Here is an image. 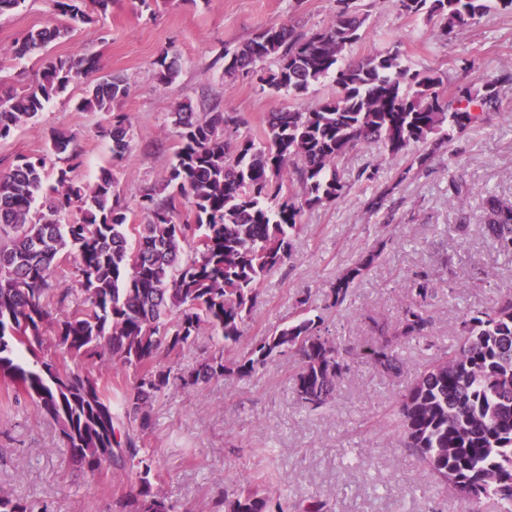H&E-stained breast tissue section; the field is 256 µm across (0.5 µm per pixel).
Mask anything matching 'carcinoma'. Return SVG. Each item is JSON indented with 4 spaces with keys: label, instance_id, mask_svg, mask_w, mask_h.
Here are the masks:
<instances>
[{
    "label": "carcinoma",
    "instance_id": "obj_1",
    "mask_svg": "<svg viewBox=\"0 0 512 512\" xmlns=\"http://www.w3.org/2000/svg\"><path fill=\"white\" fill-rule=\"evenodd\" d=\"M114 0H55L56 12L76 23L104 14ZM396 11L432 24L440 42L456 39L492 11L512 14V0H395ZM370 11L359 0H336L327 25L298 32L271 24L234 49L224 50V77L247 75L268 59L262 85L295 98L329 80L331 97L272 112L260 136L240 132L233 112L200 114L190 104L172 113L179 145L165 178L144 189L131 223L112 171L91 184L71 173L80 165L71 139L55 133L41 155H20L0 171V376L59 426L75 462L94 473L129 468L136 491L116 501V512H174L158 485L154 459L138 443L150 429L157 396L175 386L196 388L211 380L250 377L277 357L298 356L292 397L303 407L328 405L350 371L354 350L328 336L324 318L302 309L287 325L261 338L237 359L217 352L188 370L160 367L162 352L177 356L208 329L235 345L259 297L260 282L288 260L305 210L342 198L340 165L360 144L379 156L412 155L401 173L427 166L433 152L455 135L482 124L500 106L508 71L480 87L452 85L430 69L408 63L399 45L350 61L362 42ZM67 32L58 25L31 30L14 41L15 57L44 50ZM157 83L171 84L178 63L164 52L152 63ZM92 57H55L22 93L0 96V141L24 128L50 99L77 81L90 82L82 111L112 113L103 136L112 159L129 149L131 125L114 111L129 96L127 82L97 80ZM65 156L55 185L45 187L49 156ZM449 201L462 210L469 190L460 177ZM185 203L194 222L181 221ZM79 216L64 223L72 212ZM484 234L512 253V200L497 195L482 204ZM71 260L61 287L55 273ZM375 259L348 267L332 288L331 306L347 300ZM437 288L432 274L407 286L411 300L396 322L371 319L360 352L381 371L398 375V347L424 340L432 327L427 301ZM53 336H45L46 330ZM456 344L432 359L398 403L396 424L405 447L437 483L470 505L469 512H512V294L462 319ZM87 366L64 371L48 359V341ZM119 364L133 378L122 394L123 414L94 373ZM224 512H287L257 487H224ZM0 512H47L23 498L0 497Z\"/></svg>",
    "mask_w": 512,
    "mask_h": 512
}]
</instances>
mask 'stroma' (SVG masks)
Here are the masks:
<instances>
[{
    "label": "stroma",
    "mask_w": 512,
    "mask_h": 512,
    "mask_svg": "<svg viewBox=\"0 0 512 512\" xmlns=\"http://www.w3.org/2000/svg\"><path fill=\"white\" fill-rule=\"evenodd\" d=\"M371 14L364 40L349 53L400 45L414 64L456 83L478 84L512 69V15L492 13L466 34L441 43L423 20L399 15L392 0H363ZM334 0H164L156 13L115 0L107 14L75 24L47 55L15 58L11 44L31 29L62 23L53 0H23L0 15V89L22 91L38 78L46 57L92 56L100 75L119 74L130 94L119 106L132 140L121 160L100 134L107 112L78 110L87 86L70 84L8 141L0 142V169L20 155L43 153L51 134L72 139L82 164L73 177L92 183L112 170L128 206L144 187L161 182L178 148L171 114L177 104L197 112H233L243 131L260 133L268 113L294 107L284 93L261 90L254 78L224 77V49L237 47L258 29L287 23L307 32L326 25ZM168 52L181 73L158 86L152 62ZM407 158L379 160L374 149L355 148L342 165L347 194L336 203L305 211L291 257L259 285V298L241 327L239 349L269 335L295 313L298 301L323 307L342 271L368 253L377 258L326 323L337 342L363 348L370 318H396L408 302L406 285L417 274L440 272L429 301L432 347L411 341L399 353L400 375L368 363L355 364L324 409L301 408L291 394L298 368L293 356L270 361L259 373L199 388L169 389L155 401L142 448L155 457L161 489L177 512H215L225 484L257 485L289 501L313 497L334 512H465L439 489L433 476L403 445L392 424L401 394L428 361L455 341L463 315L492 307L512 290V256L503 255L479 226L487 194L512 198V84L503 87L500 109L431 155L427 170L400 179ZM376 169L374 179L361 178ZM463 174L469 187L465 212L450 205L448 180ZM378 201L370 210V201ZM469 215L459 232L461 215ZM134 472L89 473L70 456L58 425L44 419L21 391L0 381V495L20 497L47 512H113L136 490Z\"/></svg>",
    "instance_id": "stroma-1"
}]
</instances>
